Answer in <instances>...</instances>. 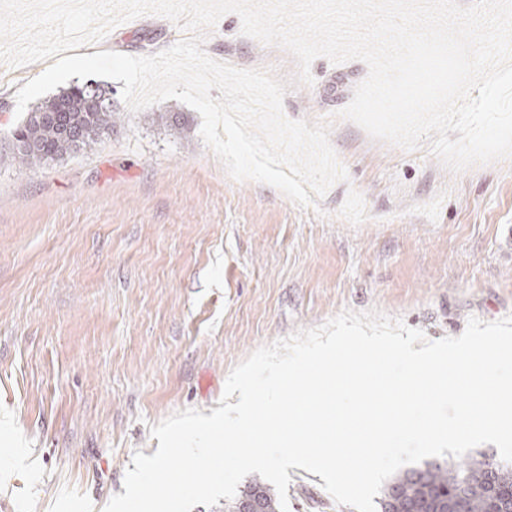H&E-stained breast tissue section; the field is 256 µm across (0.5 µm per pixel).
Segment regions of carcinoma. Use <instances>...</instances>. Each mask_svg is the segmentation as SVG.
I'll return each instance as SVG.
<instances>
[{
  "instance_id": "obj_1",
  "label": "carcinoma",
  "mask_w": 512,
  "mask_h": 512,
  "mask_svg": "<svg viewBox=\"0 0 512 512\" xmlns=\"http://www.w3.org/2000/svg\"><path fill=\"white\" fill-rule=\"evenodd\" d=\"M98 90L89 83L74 85L38 104L12 131L13 159L26 167L40 166L95 144L114 122L112 106H90L89 98ZM450 497L463 512H490L494 499L512 505V465L484 454L458 462H425L395 474L379 507L381 512H444ZM246 502L259 512H281L277 490L258 479L224 504V512H240Z\"/></svg>"
}]
</instances>
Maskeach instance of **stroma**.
I'll return each mask as SVG.
<instances>
[{
  "label": "stroma",
  "mask_w": 512,
  "mask_h": 512,
  "mask_svg": "<svg viewBox=\"0 0 512 512\" xmlns=\"http://www.w3.org/2000/svg\"><path fill=\"white\" fill-rule=\"evenodd\" d=\"M228 13L204 52L288 81L284 114L325 123L347 180L314 206L231 179L171 101L130 112L100 79L116 121L90 149L37 168L12 158L16 92L46 62L0 64V512H102L135 451L171 414L217 409L227 376L257 348L339 313L372 309L424 332L512 316V158L447 170L429 142L372 139L339 113L359 60L313 61L312 85L282 47ZM186 33L143 15L80 47L145 56ZM178 108L189 130L161 115ZM34 462L11 465L15 441ZM288 512H355L320 476L290 469Z\"/></svg>",
  "instance_id": "stroma-1"
}]
</instances>
